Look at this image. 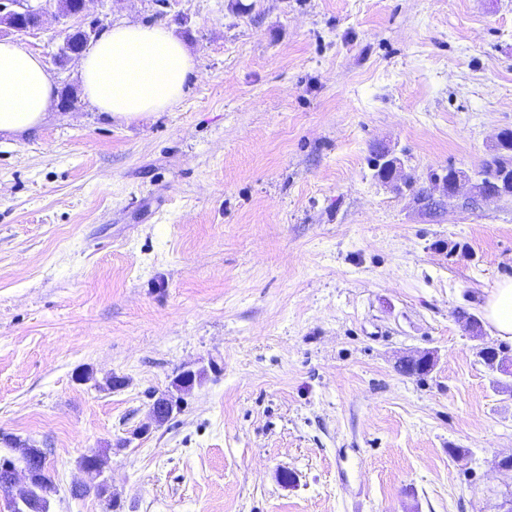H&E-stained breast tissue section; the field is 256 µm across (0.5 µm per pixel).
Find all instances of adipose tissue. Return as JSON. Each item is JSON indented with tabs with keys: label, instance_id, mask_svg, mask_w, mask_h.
I'll return each instance as SVG.
<instances>
[{
	"label": "adipose tissue",
	"instance_id": "adipose-tissue-1",
	"mask_svg": "<svg viewBox=\"0 0 512 512\" xmlns=\"http://www.w3.org/2000/svg\"><path fill=\"white\" fill-rule=\"evenodd\" d=\"M80 78L101 113L129 123L181 100L197 73L184 43L163 26L116 25L84 49ZM56 94L47 64L16 42L0 40V135L37 129ZM497 336L512 339V279L497 283L484 306Z\"/></svg>",
	"mask_w": 512,
	"mask_h": 512
}]
</instances>
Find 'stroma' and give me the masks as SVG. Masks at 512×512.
I'll use <instances>...</instances> for the list:
<instances>
[{
	"label": "stroma",
	"mask_w": 512,
	"mask_h": 512,
	"mask_svg": "<svg viewBox=\"0 0 512 512\" xmlns=\"http://www.w3.org/2000/svg\"><path fill=\"white\" fill-rule=\"evenodd\" d=\"M34 2L13 41L79 90L55 0ZM90 13L168 27L197 74L132 123L79 91L0 141V436L46 449L51 512H498L512 388L477 351L512 340L458 312L512 277V198L431 219L368 159L424 181L487 157L512 129V0ZM419 353L430 371L402 374ZM93 449L108 501L71 494Z\"/></svg>",
	"instance_id": "stroma-1"
}]
</instances>
